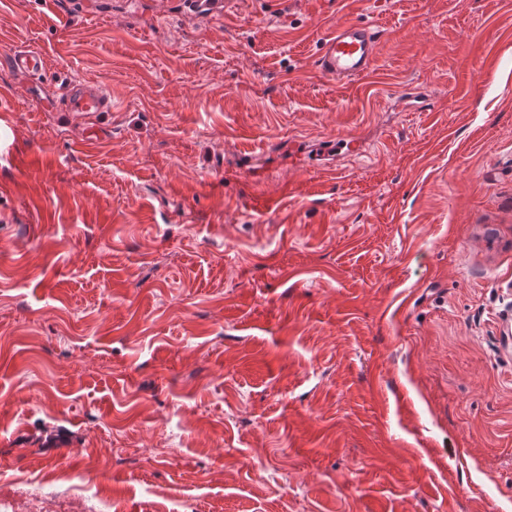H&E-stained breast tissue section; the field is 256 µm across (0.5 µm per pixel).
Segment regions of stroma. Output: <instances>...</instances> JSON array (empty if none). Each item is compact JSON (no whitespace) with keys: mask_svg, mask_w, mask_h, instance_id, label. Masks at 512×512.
<instances>
[{"mask_svg":"<svg viewBox=\"0 0 512 512\" xmlns=\"http://www.w3.org/2000/svg\"><path fill=\"white\" fill-rule=\"evenodd\" d=\"M21 47L112 109L0 69V512H512V0H0ZM187 13L197 18H215L224 15V0H181ZM384 34L367 22L343 21L323 40L317 67L337 80H355L373 68ZM63 101L64 108L76 118H90L97 112H109L112 109V97L98 83L71 79L59 89L56 95Z\"/></svg>","mask_w":512,"mask_h":512,"instance_id":"35a3bbf8","label":"stroma"}]
</instances>
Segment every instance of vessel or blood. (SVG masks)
I'll return each mask as SVG.
<instances>
[{"mask_svg": "<svg viewBox=\"0 0 512 512\" xmlns=\"http://www.w3.org/2000/svg\"><path fill=\"white\" fill-rule=\"evenodd\" d=\"M186 11L197 18L223 15L225 0H181ZM383 34L362 21H343L323 40L317 67L321 73L338 80H355L373 68ZM0 66L39 82L45 70L41 51L21 49L0 60ZM64 108L72 116L86 119L112 109V97L98 83L71 79L59 90Z\"/></svg>", "mask_w": 512, "mask_h": 512, "instance_id": "1", "label": "vessel or blood"}]
</instances>
